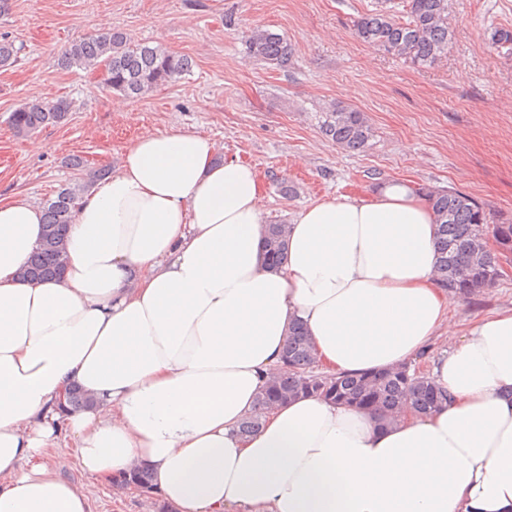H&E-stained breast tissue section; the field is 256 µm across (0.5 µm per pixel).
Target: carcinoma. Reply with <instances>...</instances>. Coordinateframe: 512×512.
Returning <instances> with one entry per match:
<instances>
[{"mask_svg": "<svg viewBox=\"0 0 512 512\" xmlns=\"http://www.w3.org/2000/svg\"><path fill=\"white\" fill-rule=\"evenodd\" d=\"M448 15V0H379V8L359 17L354 30L368 46L416 67L429 68L448 54ZM247 44L254 58L288 68L291 46L284 36L255 28ZM491 44L511 54L512 28L495 29ZM16 57L14 43L0 37V68L13 64ZM61 64L99 71L108 90L132 98H143L190 69L188 58L159 45L135 43L125 33L110 28L72 41L62 52ZM70 110L66 100L45 103L35 99L15 109L9 122L17 133L29 134L45 125L64 123ZM320 128L336 145L352 153L365 151L373 138L367 115L352 108L335 106L320 113ZM105 175L104 169L88 170L42 203L43 236L22 269V277L42 280L61 276L68 215L84 192ZM422 195L428 198L438 224L437 272L442 287L451 298L463 301L493 287L505 274L504 263L512 257V224L490 225L484 209L462 193L425 189ZM287 245L286 224H268L264 258L269 266L279 267ZM284 365L283 372L257 396L252 411L240 423L241 433L259 430L269 405L300 396L314 395L374 411L384 421L391 420L404 406L425 414L448 400L445 390L407 364L355 376L315 372L317 361L311 341L298 323L289 330Z\"/></svg>", "mask_w": 512, "mask_h": 512, "instance_id": "1", "label": "carcinoma"}]
</instances>
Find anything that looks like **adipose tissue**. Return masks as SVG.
Returning <instances> with one entry per match:
<instances>
[{
	"label": "adipose tissue",
	"instance_id": "1",
	"mask_svg": "<svg viewBox=\"0 0 512 512\" xmlns=\"http://www.w3.org/2000/svg\"><path fill=\"white\" fill-rule=\"evenodd\" d=\"M256 169L213 140H136L70 214L65 270L21 278L41 207L0 198V512H91L54 464L103 484L152 471L169 512H512V306L480 317L429 375L448 400L393 423L317 396L242 420L283 367L292 323L319 365L401 366L452 325L430 204L392 184L315 200L263 254ZM85 391L92 406L66 411Z\"/></svg>",
	"mask_w": 512,
	"mask_h": 512
}]
</instances>
